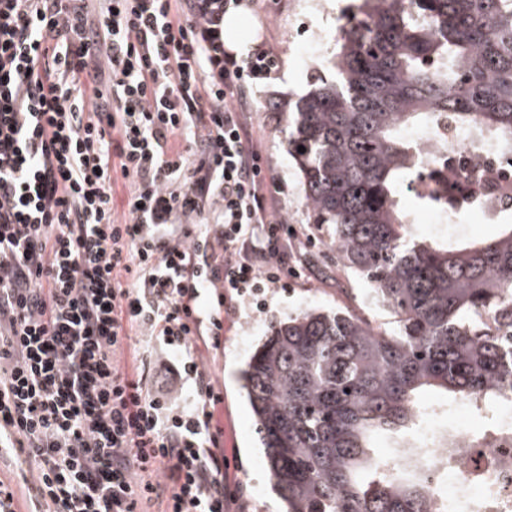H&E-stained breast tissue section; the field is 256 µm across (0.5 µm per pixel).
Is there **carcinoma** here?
I'll return each mask as SVG.
<instances>
[{
    "instance_id": "carcinoma-1",
    "label": "carcinoma",
    "mask_w": 512,
    "mask_h": 512,
    "mask_svg": "<svg viewBox=\"0 0 512 512\" xmlns=\"http://www.w3.org/2000/svg\"><path fill=\"white\" fill-rule=\"evenodd\" d=\"M336 43L334 79L280 105L283 133L314 223L396 326L273 321L242 388L287 512H437L420 459L389 473L374 439L409 435L426 388L512 404V224L480 243L416 239L399 199L418 165L407 131L445 118L512 152V0H361Z\"/></svg>"
}]
</instances>
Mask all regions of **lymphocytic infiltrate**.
Segmentation results:
<instances>
[{
	"instance_id": "obj_1",
	"label": "lymphocytic infiltrate",
	"mask_w": 512,
	"mask_h": 512,
	"mask_svg": "<svg viewBox=\"0 0 512 512\" xmlns=\"http://www.w3.org/2000/svg\"><path fill=\"white\" fill-rule=\"evenodd\" d=\"M240 4L0 0V456L33 512H224L193 343L300 276L248 116L277 59L224 45ZM21 468L19 467L18 460L11 457L0 458V480L5 483H11L15 490V507L18 512H28L34 510L30 501V494L32 483L34 481L33 475L27 470V481H23L20 476Z\"/></svg>"
}]
</instances>
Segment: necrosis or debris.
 <instances>
[{
  "label": "necrosis or debris",
  "instance_id": "necrosis-or-debris-1",
  "mask_svg": "<svg viewBox=\"0 0 512 512\" xmlns=\"http://www.w3.org/2000/svg\"><path fill=\"white\" fill-rule=\"evenodd\" d=\"M413 140L426 168L419 189L435 202L427 223L452 226L466 216L492 224L512 211V153L494 135L443 119ZM487 431L482 448L420 450L430 495L448 512H512V412L501 409Z\"/></svg>",
  "mask_w": 512,
  "mask_h": 512
}]
</instances>
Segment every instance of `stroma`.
Instances as JSON below:
<instances>
[{
  "instance_id": "1",
  "label": "stroma",
  "mask_w": 512,
  "mask_h": 512,
  "mask_svg": "<svg viewBox=\"0 0 512 512\" xmlns=\"http://www.w3.org/2000/svg\"><path fill=\"white\" fill-rule=\"evenodd\" d=\"M309 3L310 0H243L241 7L256 29L255 44L270 49L279 58L271 75L253 83L250 96L255 110L251 118L254 142L271 163L277 180L271 201L286 224L297 232L291 256L295 265L303 266L304 273L300 279L289 281L287 287L270 289L264 313L255 316L243 308L226 318L219 344L201 338L194 343L199 362L223 397L213 411L212 432L224 454L228 512L282 509L270 488L253 416L240 386V372L270 322L318 308L354 313L386 330L395 326L391 310L371 303L364 281L337 263L327 250L328 228L314 222L288 154V143L281 131L285 115L272 109L273 102L304 94L315 76H334L329 59L339 20L352 0H324L325 10L313 17L308 14ZM308 24L322 34L324 64L319 68L300 57L304 27ZM401 204L410 216L412 233L426 240H488L500 231L496 224H466L450 233L426 223L424 212L415 209L410 194H402Z\"/></svg>"
}]
</instances>
